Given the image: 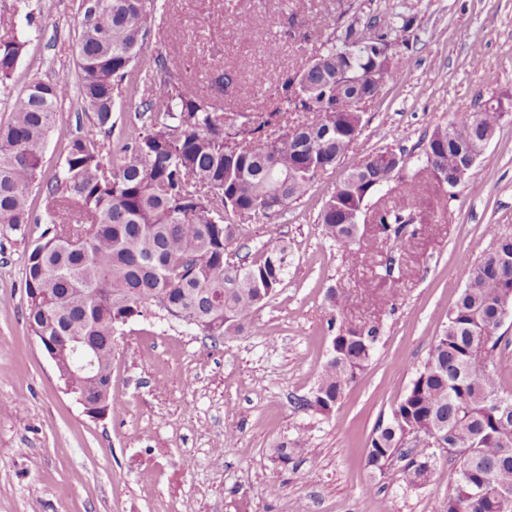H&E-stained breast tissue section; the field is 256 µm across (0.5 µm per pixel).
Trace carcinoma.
<instances>
[{"label":"carcinoma","instance_id":"1","mask_svg":"<svg viewBox=\"0 0 512 512\" xmlns=\"http://www.w3.org/2000/svg\"><path fill=\"white\" fill-rule=\"evenodd\" d=\"M83 20L78 69L81 96L94 113L91 130L72 136L61 169L42 186V219H32L29 189L38 181L44 144L59 106L70 97L67 81L37 82L14 99L11 117L0 124V224L32 222L48 227L25 262L27 319L32 331L66 340L88 336L97 344L101 377L89 382L70 375L72 387L92 397L112 398V336L151 311L192 327L214 343L250 328L254 314L284 283L291 265L288 248L271 244L249 262L229 246L239 225L228 216L260 219L285 210L307 194L325 166L333 169L361 132L362 105L379 97L404 74L386 65L378 51L352 49L358 20L305 67L272 77L282 103L295 112H315L316 121L291 125L281 109L218 112L170 58L155 60L150 92L135 121L112 147V107L134 91L132 70L151 32V0H81ZM413 26V19L374 17L367 36L378 47ZM23 43L0 41V84L11 80ZM482 121L451 122L435 129L421 157L434 179L451 156L478 161L499 113L480 105ZM405 154L380 150L354 166L326 202L320 219L336 245L349 251L367 208L369 186L404 172ZM423 205L413 179L402 201L377 206L371 221L385 237L402 236ZM512 303V235L498 240L472 273L448 321L415 370L410 386L387 422L373 431L367 465L380 474L395 458L407 463L401 478L421 487L432 477L435 453L427 442L400 445L408 429L447 435L448 461L458 480L445 512H501L497 496L481 494L486 482L512 495V391L495 369L476 365L472 347L491 353L494 316L504 299ZM332 322L339 323L335 352L314 389L297 407L330 414L356 381L376 346L374 325L362 330L341 320L347 298L331 291ZM300 452L296 441L269 449L267 490L279 492L277 476Z\"/></svg>","mask_w":512,"mask_h":512}]
</instances>
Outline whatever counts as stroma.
Segmentation results:
<instances>
[{
	"mask_svg": "<svg viewBox=\"0 0 512 512\" xmlns=\"http://www.w3.org/2000/svg\"><path fill=\"white\" fill-rule=\"evenodd\" d=\"M155 21L136 62L159 56L220 112H269V71H293L352 19L413 18L398 59L404 79L363 108V128L336 168L302 198L244 222L234 251L260 257L286 243L292 264L257 315L258 331L212 344L185 324L150 314L112 338V393L120 415L89 417L59 379L27 322L25 260L44 230L0 225V512H444L457 471L439 459L430 481L406 487L397 471L373 472L367 443L428 355L448 311L500 237L512 235V114L455 187L422 178L430 201L415 236L383 238L372 226L351 262L323 233L320 212L350 169L385 148L414 152L448 122L472 119L493 96L512 98V0H154ZM180 17L167 23L168 13ZM79 0H0V40L25 47L0 85V121L30 84L77 82ZM277 43L278 54L265 51ZM92 110L81 98L59 110L42 179ZM348 294L346 320L378 322L363 374L330 415L297 408L327 360L336 328L328 289ZM299 442L279 494L266 492L269 448ZM223 453H216V446ZM190 468H180V459Z\"/></svg>",
	"mask_w": 512,
	"mask_h": 512,
	"instance_id": "obj_1",
	"label": "stroma"
}]
</instances>
